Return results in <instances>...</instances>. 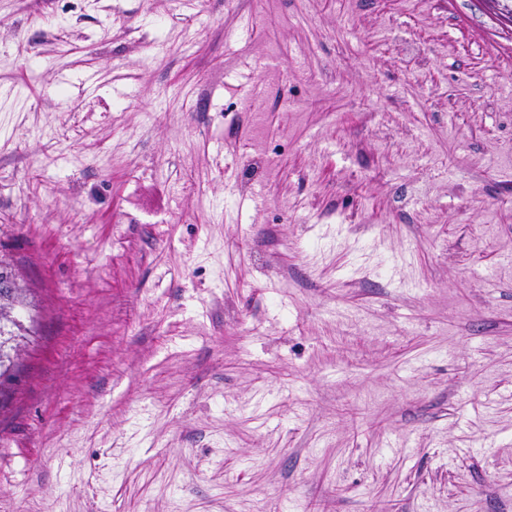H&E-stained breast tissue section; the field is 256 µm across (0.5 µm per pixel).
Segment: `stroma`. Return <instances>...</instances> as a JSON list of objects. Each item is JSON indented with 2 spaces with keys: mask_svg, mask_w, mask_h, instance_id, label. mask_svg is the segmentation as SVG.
Returning <instances> with one entry per match:
<instances>
[{
  "mask_svg": "<svg viewBox=\"0 0 512 512\" xmlns=\"http://www.w3.org/2000/svg\"><path fill=\"white\" fill-rule=\"evenodd\" d=\"M0 252V512H512L486 0H0ZM30 296L31 290L17 275L13 260L0 254V303L5 300L15 309L13 320L1 323L0 319V386L14 378L16 362L12 352L23 346L34 323Z\"/></svg>",
  "mask_w": 512,
  "mask_h": 512,
  "instance_id": "1",
  "label": "stroma"
}]
</instances>
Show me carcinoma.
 <instances>
[{"label":"carcinoma","instance_id":"carcinoma-1","mask_svg":"<svg viewBox=\"0 0 512 512\" xmlns=\"http://www.w3.org/2000/svg\"><path fill=\"white\" fill-rule=\"evenodd\" d=\"M4 300L15 309L13 320L0 322V380L10 382L16 367L12 352L23 346L31 332L33 304L31 290L17 275L13 260L7 254H0V302Z\"/></svg>","mask_w":512,"mask_h":512}]
</instances>
